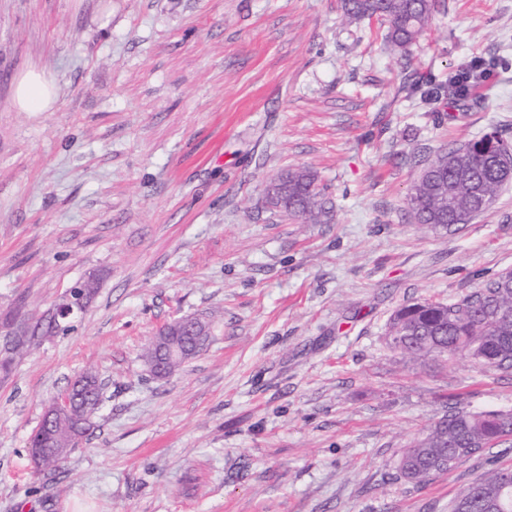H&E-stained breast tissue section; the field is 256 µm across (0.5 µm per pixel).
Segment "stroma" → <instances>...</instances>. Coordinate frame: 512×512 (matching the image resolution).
Listing matches in <instances>:
<instances>
[{"label":"stroma","mask_w":512,"mask_h":512,"mask_svg":"<svg viewBox=\"0 0 512 512\" xmlns=\"http://www.w3.org/2000/svg\"><path fill=\"white\" fill-rule=\"evenodd\" d=\"M409 54L336 0H0V318H30L91 272L64 333L0 376V512H450L512 439L426 485L405 448L451 411L512 410V372L386 343L393 312L512 271V180L451 234L407 201L441 149L512 144V0H445ZM482 58L495 78L436 92ZM52 74L53 111L15 78ZM306 169L321 222L266 201ZM211 324L169 377L142 354L165 322ZM95 371L105 406L62 468L29 440ZM58 100L55 78L37 66L28 68L18 80L13 103L21 112H50Z\"/></svg>","instance_id":"obj_1"}]
</instances>
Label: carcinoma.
<instances>
[{"label":"carcinoma","mask_w":512,"mask_h":512,"mask_svg":"<svg viewBox=\"0 0 512 512\" xmlns=\"http://www.w3.org/2000/svg\"><path fill=\"white\" fill-rule=\"evenodd\" d=\"M439 7V0H340L348 19H377L388 24L385 39L400 49L420 39ZM481 76L479 66L448 73V102L466 100ZM509 170L512 146L497 137L491 145L481 137L444 147L414 182L408 200L410 218L417 224L457 233L460 225L469 222L470 214L491 209ZM276 182V198L270 203L287 217L313 220L329 214L311 173L288 170ZM500 277L504 287L492 292L478 310L471 307L468 295L448 304L417 302L398 309L390 319L388 345L413 360L463 353L484 367H508L512 363V279L507 271ZM55 333L47 319L34 317L29 331L10 337L7 352L11 356L0 361V370L9 373L14 358ZM77 384V403L92 417L102 407L99 378L86 371ZM56 434L53 448L42 446L39 432L31 440V448L38 449L35 465L40 471L58 469L72 451L71 427L63 424ZM507 436H512V411L460 409L404 452L398 476L407 483L423 485L471 457V449L490 448ZM452 512H512V470L490 469L482 474L459 494Z\"/></svg>","instance_id":"obj_1"}]
</instances>
